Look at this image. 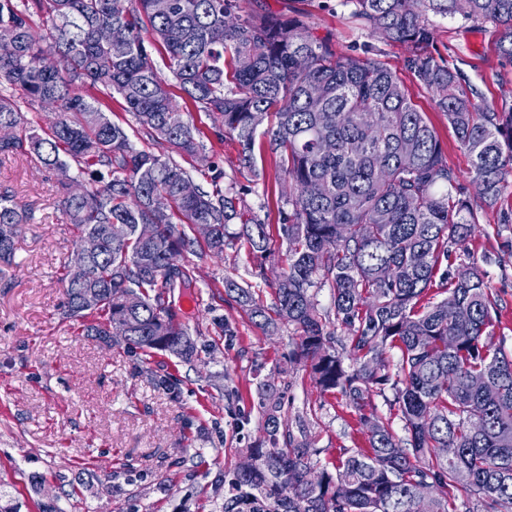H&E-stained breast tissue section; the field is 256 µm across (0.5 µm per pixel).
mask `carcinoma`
<instances>
[{
    "label": "carcinoma",
    "instance_id": "carcinoma-1",
    "mask_svg": "<svg viewBox=\"0 0 512 512\" xmlns=\"http://www.w3.org/2000/svg\"><path fill=\"white\" fill-rule=\"evenodd\" d=\"M371 36L406 46L405 70L447 119L473 167L475 194L448 168L436 129L413 93L378 54L336 50L296 16L253 11L240 0H0V154L36 159L56 172L59 207L73 225L72 260L88 277L65 282L63 317L93 318L86 330L124 336L146 351L189 361L195 345L177 319L175 289L192 281L176 260L199 246L187 230L213 226L206 246L217 257L237 241L272 252V228L287 244V268L275 283V315L249 288L225 292L257 326L295 327L288 364L310 363L314 383L354 409L369 448L344 451L335 472L316 471L311 443L295 439L269 393L265 429L284 448H252L256 464L237 482L257 491L253 512H457L467 490L485 512H512V354L493 343L503 306L477 262L460 281L441 270L452 248L479 228L480 206L495 207L512 183V105L478 110L458 69L428 51V15H461L498 25V51L512 59V0H346ZM45 16L34 30L31 12ZM117 31L95 42V27ZM224 28L214 44L209 31ZM194 106L213 116L218 137H235L239 162L257 173V139L275 155L288 194L268 223L267 206L245 208L223 190L224 171L208 167L212 190L195 186L166 153L136 148L126 128L73 92L87 85L123 100L157 144L180 156L204 150L200 131L170 92L154 54ZM31 108L55 103L57 119L38 133L15 99ZM93 185L82 196L71 183ZM25 206L0 192V261L9 263L28 223ZM240 224L231 233V224ZM138 224L155 225L149 241ZM96 250L87 255L84 240ZM327 284L347 342L322 323L312 289ZM438 287L448 296L433 302ZM397 352L395 372L388 353ZM394 391L408 436L373 411L371 398ZM438 448H456L446 457ZM433 488L429 498L417 486Z\"/></svg>",
    "mask_w": 512,
    "mask_h": 512
}]
</instances>
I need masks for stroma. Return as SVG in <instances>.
Segmentation results:
<instances>
[{"label": "stroma", "instance_id": "1", "mask_svg": "<svg viewBox=\"0 0 512 512\" xmlns=\"http://www.w3.org/2000/svg\"><path fill=\"white\" fill-rule=\"evenodd\" d=\"M258 2L299 17L314 35L332 34L340 52L361 55L371 46L393 71L403 70L406 47L370 37L351 22L344 0ZM430 22L433 52L476 89L477 105H511L512 59L497 50L495 24L459 16ZM78 92L98 99L138 149L160 152L120 97L85 86ZM413 101L437 129L449 168L471 185L470 157L447 120L426 91H415ZM182 107L200 130L207 156L203 163L180 157L194 182L207 186L208 167L215 164L224 171L222 188L243 190L251 206L277 208L282 182L272 155H263L259 176H252L239 164L235 137L217 140L208 113L187 100ZM1 190L31 214L12 263H0V488L19 512H39L49 502L61 512H224L248 449L270 445L262 403L268 383L283 398L294 436L310 440L317 466H331L343 450L367 448L355 411L320 391L307 367L289 365L292 327L256 326L224 291L225 281L233 280L273 307L285 244L275 243L266 258L231 248L217 258L204 247L180 258L192 286L176 309L197 346L195 358L185 362L94 336L63 318L61 276L75 234L58 207L55 176L34 159L1 155ZM498 217V209L483 212V233L454 248L444 267L453 273L468 259L487 260L491 285L506 303L493 341L511 352L512 254L502 243L512 239V224Z\"/></svg>", "mask_w": 512, "mask_h": 512}]
</instances>
